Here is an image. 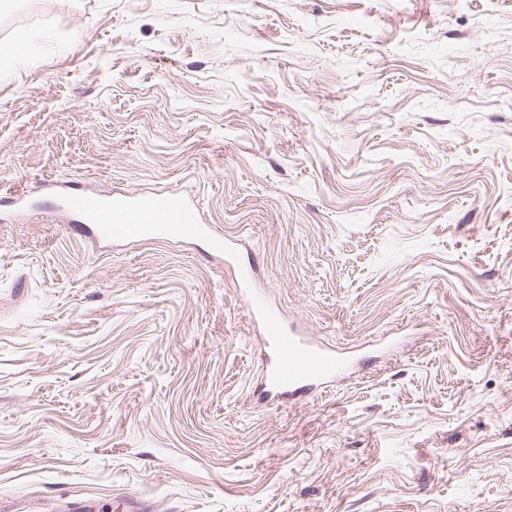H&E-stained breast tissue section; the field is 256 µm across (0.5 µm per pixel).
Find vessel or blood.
<instances>
[{
  "label": "vessel or blood",
  "mask_w": 512,
  "mask_h": 512,
  "mask_svg": "<svg viewBox=\"0 0 512 512\" xmlns=\"http://www.w3.org/2000/svg\"><path fill=\"white\" fill-rule=\"evenodd\" d=\"M43 190L54 198L58 211L79 214L91 224L98 240H201L211 254L227 260L232 257L230 239L202 223L197 204L180 193L78 195L50 181L44 182ZM233 286L274 350L263 377L264 392L302 398L348 368L349 360L340 352L317 342L302 327L286 326L279 312L255 289L248 272H239Z\"/></svg>",
  "instance_id": "b4317fda"
}]
</instances>
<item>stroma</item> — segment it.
<instances>
[{
    "instance_id": "stroma-1",
    "label": "stroma",
    "mask_w": 512,
    "mask_h": 512,
    "mask_svg": "<svg viewBox=\"0 0 512 512\" xmlns=\"http://www.w3.org/2000/svg\"><path fill=\"white\" fill-rule=\"evenodd\" d=\"M0 512H512V0H0ZM177 190L361 367L271 349L203 241L99 248L43 181ZM30 41L25 37H20L8 44L0 45V67H8L15 62L26 58L30 53Z\"/></svg>"
}]
</instances>
